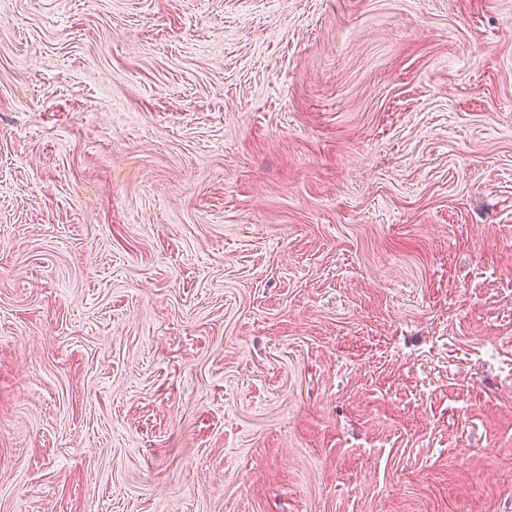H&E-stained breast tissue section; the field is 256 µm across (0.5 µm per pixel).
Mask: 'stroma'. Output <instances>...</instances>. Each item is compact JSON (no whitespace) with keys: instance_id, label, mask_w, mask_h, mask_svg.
Returning <instances> with one entry per match:
<instances>
[{"instance_id":"stroma-1","label":"stroma","mask_w":512,"mask_h":512,"mask_svg":"<svg viewBox=\"0 0 512 512\" xmlns=\"http://www.w3.org/2000/svg\"><path fill=\"white\" fill-rule=\"evenodd\" d=\"M0 512H512V0H0Z\"/></svg>"}]
</instances>
